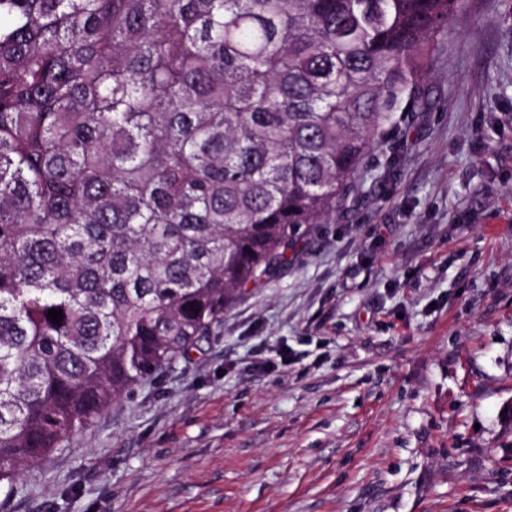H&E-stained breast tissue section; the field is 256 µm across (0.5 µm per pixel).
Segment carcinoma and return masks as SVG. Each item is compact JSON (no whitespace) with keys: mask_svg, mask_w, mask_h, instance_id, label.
<instances>
[{"mask_svg":"<svg viewBox=\"0 0 512 512\" xmlns=\"http://www.w3.org/2000/svg\"><path fill=\"white\" fill-rule=\"evenodd\" d=\"M464 5L0 0V485L288 264Z\"/></svg>","mask_w":512,"mask_h":512,"instance_id":"obj_1","label":"carcinoma"}]
</instances>
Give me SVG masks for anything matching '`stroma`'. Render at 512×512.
<instances>
[{
    "label": "stroma",
    "mask_w": 512,
    "mask_h": 512,
    "mask_svg": "<svg viewBox=\"0 0 512 512\" xmlns=\"http://www.w3.org/2000/svg\"><path fill=\"white\" fill-rule=\"evenodd\" d=\"M290 264L26 467L0 512H512V0Z\"/></svg>",
    "instance_id": "obj_1"
}]
</instances>
